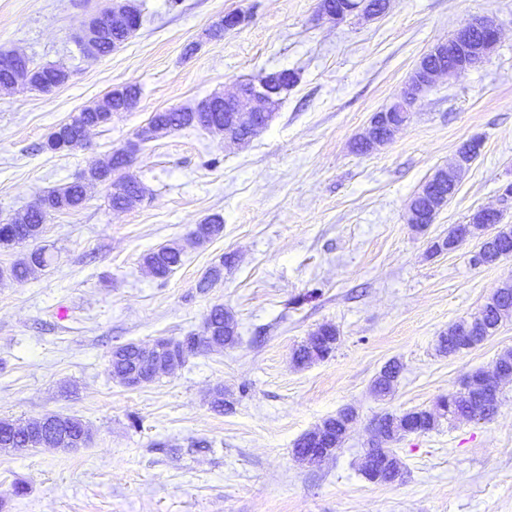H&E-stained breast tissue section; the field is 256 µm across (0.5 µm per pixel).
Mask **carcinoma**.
Listing matches in <instances>:
<instances>
[{
  "label": "carcinoma",
  "instance_id": "carcinoma-1",
  "mask_svg": "<svg viewBox=\"0 0 512 512\" xmlns=\"http://www.w3.org/2000/svg\"><path fill=\"white\" fill-rule=\"evenodd\" d=\"M103 39L102 55L107 56L129 39V36L125 32L114 34L109 28ZM150 120L156 124L153 131L146 134L140 130L136 137L148 140L187 127L215 134L224 131V113L203 112L199 105L158 111L151 115ZM133 160L134 146L118 149L107 160L90 166L76 180L43 195L39 202L27 208L24 214L6 218L5 222L0 224V246L8 248L37 241L43 233L49 214L81 207L87 200L90 188L101 185L106 180H112V172L130 168ZM145 195L146 188L132 174L125 175L116 182L115 187L109 189V201L114 209H129L142 201ZM223 230L224 224L220 217L207 218L203 223L196 225L191 233L190 242L196 245L205 243L220 236ZM491 242L493 252L485 260L486 264L496 263L499 256H512V226L507 225L498 230L497 236L492 238ZM184 254V246L170 244L148 252L143 257V262L155 278L165 280L182 265ZM50 264L51 257L48 256L47 249L39 247L26 253L8 269L1 271L0 277L22 283ZM223 275L224 263L221 262L209 269L198 281L197 288L205 292ZM495 296L498 309L512 313V281L499 287ZM467 326L468 322L464 319L453 323L450 332L439 337L438 351L454 354L462 347L486 340L481 331L472 336L457 334V330ZM339 339L336 326H319L294 350V363L306 366L329 357L336 349ZM238 340L234 315L224 306L216 305L207 316L201 332H191L177 339L158 338L150 346L129 342L122 355H111L109 370L112 377L121 383L126 382L129 373L144 368L158 369L160 373L165 374L183 365L193 356L231 348ZM495 368L500 370L495 379L489 372L481 369L471 373L464 380L460 390L448 394L449 403L443 406L437 404L433 410L418 408L402 414L387 412L377 418L374 439L361 464V471L366 478L380 483H392L403 478V467L392 445L406 436L404 421L407 418L419 420L422 429L427 432L436 429L440 419L444 417L468 421L491 419L497 412L503 386L512 382V350L505 351L497 358ZM402 369L400 362H388L372 381L373 394L379 398L390 395ZM355 420L354 411L343 408L335 416L323 420L314 429L301 435L295 441L294 448H323L325 453L318 458V461L323 462L333 457L342 447ZM50 421L55 433L58 434L56 439L49 437L41 419H32L23 424L0 420V448H10L18 452L27 448L54 447L60 444L59 437L63 435L85 440L91 438L89 428L77 418L54 416Z\"/></svg>",
  "mask_w": 512,
  "mask_h": 512
}]
</instances>
